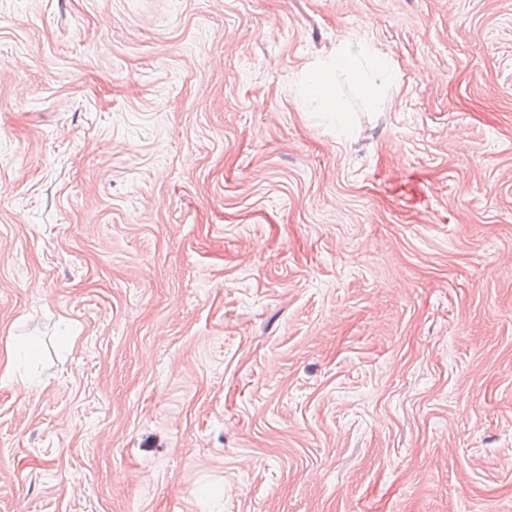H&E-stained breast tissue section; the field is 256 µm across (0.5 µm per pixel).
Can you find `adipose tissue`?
Here are the masks:
<instances>
[{
	"label": "adipose tissue",
	"instance_id": "1",
	"mask_svg": "<svg viewBox=\"0 0 512 512\" xmlns=\"http://www.w3.org/2000/svg\"><path fill=\"white\" fill-rule=\"evenodd\" d=\"M341 71L351 75L367 94H374L377 81L393 72L388 54L367 45H356L348 39L337 41L327 60L315 64L308 74V88L317 111L340 114L336 88L330 82L331 73Z\"/></svg>",
	"mask_w": 512,
	"mask_h": 512
}]
</instances>
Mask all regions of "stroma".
<instances>
[{
    "label": "stroma",
    "mask_w": 512,
    "mask_h": 512,
    "mask_svg": "<svg viewBox=\"0 0 512 512\" xmlns=\"http://www.w3.org/2000/svg\"><path fill=\"white\" fill-rule=\"evenodd\" d=\"M16 341L0 512H512V0H0ZM351 75L369 95L371 103L377 89L376 81L393 73L392 59L368 45H354L347 38L340 39L325 61L315 64L308 74V88L317 103L315 112L336 114L341 109L336 100V88L330 82L332 72Z\"/></svg>",
    "instance_id": "35a3bbf8"
}]
</instances>
